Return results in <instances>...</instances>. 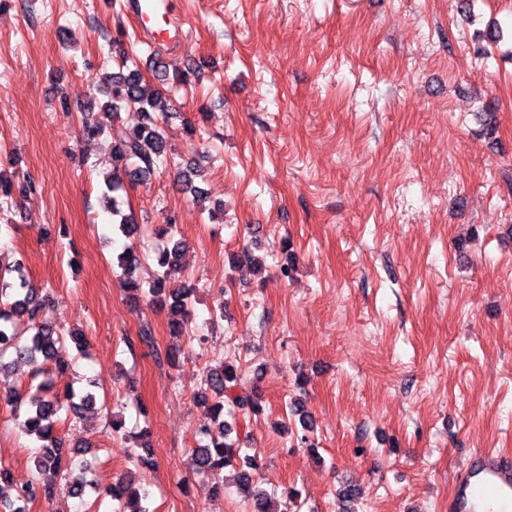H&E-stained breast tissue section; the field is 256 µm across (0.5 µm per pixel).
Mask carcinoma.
Segmentation results:
<instances>
[{
    "mask_svg": "<svg viewBox=\"0 0 512 512\" xmlns=\"http://www.w3.org/2000/svg\"><path fill=\"white\" fill-rule=\"evenodd\" d=\"M98 94L106 101L99 105L93 99L84 106L82 131L88 136H104L110 122L118 119L128 106L135 107L139 114V122L132 133L112 143V174L106 178V190L102 194L104 206L112 214V233L129 237L135 230L136 219L133 213L123 209L127 189L153 174L171 154L166 128L177 113L173 112L171 97L145 82L136 70H121L104 78L98 85ZM200 175L199 163L195 161L179 172L182 184L192 190L198 200L203 198V191L194 185V181ZM175 232L173 224L161 230L173 239V244L156 255L158 270L152 277L146 280L138 277L141 262L131 246L118 254L117 261L124 287L152 302L161 303L167 310L171 335L179 337L189 333L192 297L197 287L174 278L183 247L182 241L174 239ZM43 300L24 275L22 266L6 268L0 264V378L6 369L3 359L7 355L34 363L39 366V372L48 374L53 368L61 372L68 368V345L73 343L77 349L82 347L83 336L40 319ZM204 385L206 388L197 393L206 409V421L199 429L203 444L191 451L189 467L192 473L206 476L209 490L214 493L224 487V469L240 456V449L226 442L230 428L224 424V405H246L254 413L261 412L262 405L255 398L244 400L233 395L238 386V375L234 368L222 362L206 370ZM95 399L91 389L68 390L61 394L54 390L47 378L36 386L21 422L23 431L38 443L39 452L33 459L36 474L26 481L16 482L10 469L0 463V484L13 490L9 503H4L0 497V512H28L29 505L51 497L59 478L68 480L75 495L82 496L91 491L99 497L110 496L118 502L113 512H150L149 507L142 504L144 496L124 481L101 489L88 464H77L75 453L66 449L64 440L57 436L56 425L61 421V415L79 417ZM244 463L245 467L238 471V481L241 491L252 499L253 512H278L271 507V498L252 486L250 471L257 467L256 457L247 455Z\"/></svg>",
    "mask_w": 512,
    "mask_h": 512,
    "instance_id": "cac0c4a2",
    "label": "carcinoma"
}]
</instances>
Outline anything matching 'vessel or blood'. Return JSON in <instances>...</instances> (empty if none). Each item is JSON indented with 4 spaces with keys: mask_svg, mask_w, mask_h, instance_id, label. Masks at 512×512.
Instances as JSON below:
<instances>
[{
    "mask_svg": "<svg viewBox=\"0 0 512 512\" xmlns=\"http://www.w3.org/2000/svg\"><path fill=\"white\" fill-rule=\"evenodd\" d=\"M140 35L178 56L187 37L179 0H126ZM448 512H512V455L483 448L469 453L459 468Z\"/></svg>",
    "mask_w": 512,
    "mask_h": 512,
    "instance_id": "b4317fda",
    "label": "vessel or blood"
}]
</instances>
